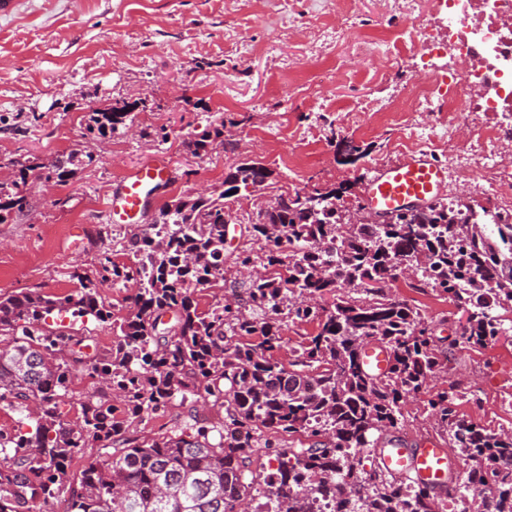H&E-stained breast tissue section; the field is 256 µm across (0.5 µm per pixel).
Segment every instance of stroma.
Masks as SVG:
<instances>
[{
    "instance_id": "1",
    "label": "stroma",
    "mask_w": 512,
    "mask_h": 512,
    "mask_svg": "<svg viewBox=\"0 0 512 512\" xmlns=\"http://www.w3.org/2000/svg\"><path fill=\"white\" fill-rule=\"evenodd\" d=\"M403 0H299L294 17L276 0H24L18 14L0 18V182L15 163H52L75 149L92 163L73 178L36 187L28 209L0 224V294L26 288L69 293L71 274L97 276L103 255L131 263L130 239L143 225L102 223L106 194L123 174L156 153L177 169L176 185L158 194L151 211L174 198L223 190L224 175L254 160L272 170L260 187L231 201L235 233L224 244L220 288L198 289L201 310L230 295L233 285L265 274L261 241L247 231L279 194L349 186L340 204L355 205L364 183L392 161L402 122L438 137L435 159L448 170L444 197L472 207L501 208L499 174L487 183L461 176L463 162L483 165L477 149L484 113L445 137L438 113L398 112L383 117L360 103L401 101L408 88L447 68L464 73L467 58L441 54L406 59L380 79L384 57L353 35L354 26L401 27ZM142 101L132 130L99 141L85 139L93 110ZM224 137L195 155L191 139L215 119ZM251 251L250 272L236 262ZM412 277L393 282L390 296L416 306L435 327L448 361L425 393L408 398L396 435L407 445L447 436L427 408L429 393L456 384L466 396L458 413L492 430L512 429V336L487 347L452 346L460 314L446 295L416 288ZM215 420L223 408L172 402L157 415L134 421L138 437L162 436L189 413Z\"/></svg>"
}]
</instances>
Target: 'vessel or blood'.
Here are the masks:
<instances>
[{"instance_id": "vessel-or-blood-1", "label": "vessel or blood", "mask_w": 512, "mask_h": 512, "mask_svg": "<svg viewBox=\"0 0 512 512\" xmlns=\"http://www.w3.org/2000/svg\"><path fill=\"white\" fill-rule=\"evenodd\" d=\"M175 178L174 165L162 154L132 167L113 187L103 208L105 220L120 225L136 223L156 192ZM446 179V169L431 155L407 153L377 171L364 189V198L372 212L394 213L431 202L439 196ZM361 358L372 377H383L388 370L390 353L380 344L364 345ZM380 463L393 474L412 475L418 483L431 488L445 486L457 468V461L445 444L434 438L415 448L391 443L389 448L383 449Z\"/></svg>"}]
</instances>
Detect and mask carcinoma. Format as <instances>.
<instances>
[{"label":"carcinoma","instance_id":"obj_1","mask_svg":"<svg viewBox=\"0 0 512 512\" xmlns=\"http://www.w3.org/2000/svg\"><path fill=\"white\" fill-rule=\"evenodd\" d=\"M137 107L92 112L89 133L105 138L127 128ZM222 138L221 120L196 135L194 152ZM80 163L71 152L50 168L18 165L14 179L0 183V223L27 209L37 185L66 182ZM271 176L247 162L224 182L246 188ZM314 192L319 209L299 192L282 193L248 227L266 241L267 266L281 272L250 281L244 297L207 312L194 293L224 281V191L162 207L149 231L130 240L132 263L106 255L97 280L76 268L78 288L69 294L0 295V405H37L34 429L0 430V512H55L64 494L66 512H242L261 485L266 512H313L316 497L336 503L335 512H440L432 490L380 468L348 494L355 452L382 447V436L401 423L404 402L444 364L424 316L384 288L396 279L397 258H412L429 284L467 314L454 345L497 341L508 333L497 310L512 307V213L492 215V236L476 210L438 200L386 224H356L334 249L345 217L336 204L342 193ZM108 279L140 285L125 317L99 294ZM351 287L372 298L352 299L344 293ZM305 292L333 301L309 306L300 301ZM283 314L315 325L287 367L274 359ZM88 315L112 328L111 348L85 352L75 324ZM236 336L260 342L242 344ZM368 343L391 352L382 378L362 366ZM79 373L96 383L77 399L72 384ZM177 399L218 404L224 420L191 414L157 438L128 435L130 420ZM461 399L452 384L427 400L449 447L470 463L448 497L465 501L463 512H512V430L497 433L461 419ZM302 436L310 443L281 451L283 440ZM93 444L104 452L72 476L71 458ZM263 453L275 456L278 468L258 475L252 465Z\"/></svg>","mask_w":512,"mask_h":512}]
</instances>
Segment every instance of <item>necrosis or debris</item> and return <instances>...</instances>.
<instances>
[{
  "label": "necrosis or debris",
  "instance_id": "obj_1",
  "mask_svg": "<svg viewBox=\"0 0 512 512\" xmlns=\"http://www.w3.org/2000/svg\"><path fill=\"white\" fill-rule=\"evenodd\" d=\"M435 13L448 18V46L473 63L454 75L444 70L427 83L411 86L400 109L445 112L456 124L469 113L484 112L480 145L488 155L512 139L495 119L512 114V0H430Z\"/></svg>",
  "mask_w": 512,
  "mask_h": 512
}]
</instances>
